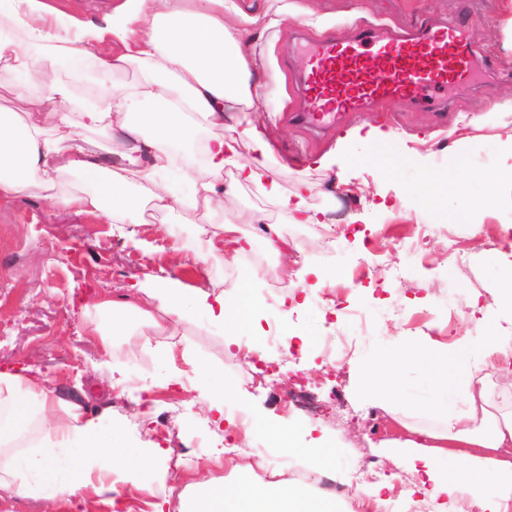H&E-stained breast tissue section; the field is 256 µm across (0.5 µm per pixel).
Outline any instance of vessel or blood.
<instances>
[{
	"instance_id": "vessel-or-blood-1",
	"label": "vessel or blood",
	"mask_w": 512,
	"mask_h": 512,
	"mask_svg": "<svg viewBox=\"0 0 512 512\" xmlns=\"http://www.w3.org/2000/svg\"><path fill=\"white\" fill-rule=\"evenodd\" d=\"M476 56L462 20L399 31L364 20L351 38L327 33L309 43L290 117L302 128L328 133L379 102L435 109L448 88L473 81Z\"/></svg>"
}]
</instances>
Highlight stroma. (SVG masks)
<instances>
[{
	"mask_svg": "<svg viewBox=\"0 0 512 512\" xmlns=\"http://www.w3.org/2000/svg\"><path fill=\"white\" fill-rule=\"evenodd\" d=\"M248 18L242 30L251 42L265 93L256 105L274 147L265 176L277 183L279 195L263 185L245 184L224 199L223 212L174 208L157 213L147 224H110L102 217L52 205L38 189L0 198V368H32L41 372L53 396L82 404L91 414L111 412L120 431L114 439L117 458L137 460L139 432L135 397L153 400V416L161 420L153 438L169 448L143 472L144 488L126 487L110 500L77 498L46 501L15 498L0 492V512H153L162 502L160 484L193 500L202 481L218 484H284L280 462L315 471L309 455H289L280 442L258 436L245 438L241 429L215 427L205 403L194 402L201 378L197 364L213 370L212 387L225 405L249 409L265 419L289 425L296 446L322 438L336 450L334 470L347 476L353 465L371 458L389 478L399 497L414 494L418 477L406 458L392 456L389 443L405 438L408 428L427 426L420 408L427 398L418 372L406 373L397 399L369 403L360 394L357 365L392 354L400 339L429 338L442 344L453 337L477 338L481 331L469 318L472 302L495 307L493 283L512 268V249L497 245L512 228V181L499 183L491 208L471 207L468 221H458L463 204L448 195L427 202L415 166L395 162L386 170L367 160L371 145L341 142L339 133L313 138L292 124L289 108L295 83L282 67L293 53V33L303 28L308 39L333 32L350 37L357 19L410 25L435 15L455 16L458 0H235ZM477 20L469 38L499 64L494 81H481L448 95V125H434L431 110L404 102H381L364 114L366 122L399 134L391 149L400 153L419 148L433 169H454L467 157V171L493 174L512 164V145L499 138L493 123L512 111V0H469ZM70 81L71 72L58 58L46 57L28 71H0V107L27 114L29 89L41 87L46 73ZM143 67L117 72L85 70L81 90L96 97L106 89L133 90ZM337 149L333 170L317 168L315 160ZM303 190L308 205L327 212L331 228L291 224L282 197ZM263 212L281 225L292 241L295 260L317 266L324 275L320 288L288 299L281 286L291 277L271 259L268 269L242 270L239 282L249 283L260 305L261 321L254 336H240L239 347H227L220 326L206 317L180 328L175 336H149L146 324H135L132 335L115 337L114 359L129 365L126 391L111 389L97 364L102 352L97 337L84 333L86 306L118 296L136 301L132 285L144 274L171 279L185 295L223 292L232 299L229 280L195 264L189 241L198 225L216 220L239 224L255 236L248 218ZM430 232L427 254L396 247L398 238ZM333 291L343 308L327 312L318 302L321 291ZM290 329L307 336L298 364L306 384L324 395L320 417L296 408L285 411L288 390V349L264 344L267 336ZM173 346L174 360L164 363L162 350ZM253 354H246V346ZM351 354L343 372L332 365L343 346ZM178 381L165 385L169 373ZM233 438L239 445L236 462L211 455L210 446Z\"/></svg>",
	"mask_w": 512,
	"mask_h": 512,
	"instance_id": "stroma-1",
	"label": "stroma"
}]
</instances>
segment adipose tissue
<instances>
[{"label": "adipose tissue", "mask_w": 512, "mask_h": 512, "mask_svg": "<svg viewBox=\"0 0 512 512\" xmlns=\"http://www.w3.org/2000/svg\"><path fill=\"white\" fill-rule=\"evenodd\" d=\"M137 11L125 17L118 43L107 55L93 52L104 41L101 28L77 25L67 13L47 0H0V69L17 73L37 62L36 52L73 62L94 61L106 71L138 63L149 74L132 93L109 90L97 104L85 107L80 122L66 111L72 89L47 73L42 89L30 92L32 111L53 110V129L22 121L0 109V197H10L35 186L55 205L106 218L112 224H142L148 211L173 205L215 212L224 207V168L234 164V184L258 182L264 177L273 149L264 128L252 112L263 95L251 48L235 25L240 12L232 0H140ZM210 130L203 165L176 166L174 152L192 150L199 130ZM119 132L125 148L117 166H107L87 146L89 131ZM77 172L84 186L70 191L60 183L62 170ZM179 170V182L191 186L180 193L179 182L167 178ZM426 199L438 203L454 192L469 205H485L497 195L491 175L461 171L449 177L419 169ZM139 185V194L129 185ZM236 238L232 221L217 228L198 226L193 258L220 268L235 264L240 249L222 251L213 245L215 232ZM497 310L483 311L477 323L483 332L479 345L468 339L439 345L422 339L407 343L382 363L363 365L360 380L364 399L388 395V380L407 370H418L428 387L433 416L429 428L419 430L393 448L395 456L420 465L432 497L472 496L480 512H512V463L500 464L491 451L512 449V414L495 416L478 375L500 368L506 388H512V271L493 284ZM143 305L102 300L86 310L85 330L97 337L108 360L112 388H126L129 372L112 359V339L128 329L137 316L157 333L175 335L207 313L235 333L255 331L258 307L248 285L235 290L233 305L223 295L186 300L181 289L161 282L139 286ZM0 407L9 417L0 422V447L10 446L28 431L33 420L51 431L60 447L69 449L71 463L65 477L47 485L40 478L48 453L18 456L0 466V489L30 497L55 500L62 496L92 495L111 498L118 486L137 483L140 469L152 466L165 450L152 444L141 449L135 465L121 466L106 446L102 419L86 417L81 404L49 395L40 376L0 372ZM464 460L465 471L439 467V458ZM187 512H335L330 504L312 500L301 487L239 483L203 485Z\"/></svg>", "instance_id": "adipose-tissue-1"}]
</instances>
